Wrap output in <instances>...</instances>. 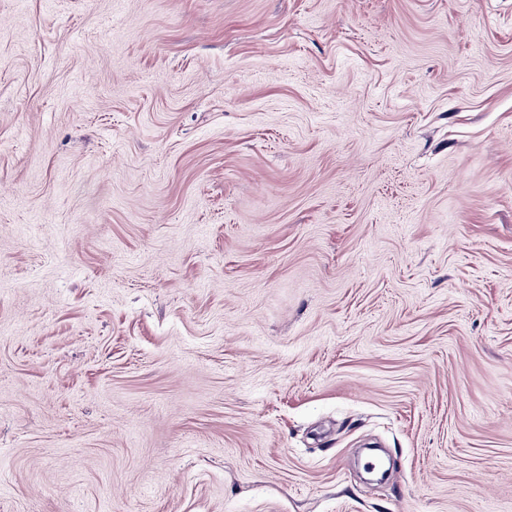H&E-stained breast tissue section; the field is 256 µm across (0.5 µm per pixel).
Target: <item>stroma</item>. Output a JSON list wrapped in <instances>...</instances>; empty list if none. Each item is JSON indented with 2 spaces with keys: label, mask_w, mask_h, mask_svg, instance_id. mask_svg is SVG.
I'll use <instances>...</instances> for the list:
<instances>
[{
  "label": "stroma",
  "mask_w": 512,
  "mask_h": 512,
  "mask_svg": "<svg viewBox=\"0 0 512 512\" xmlns=\"http://www.w3.org/2000/svg\"><path fill=\"white\" fill-rule=\"evenodd\" d=\"M0 512H512V0H0Z\"/></svg>",
  "instance_id": "35a3bbf8"
}]
</instances>
